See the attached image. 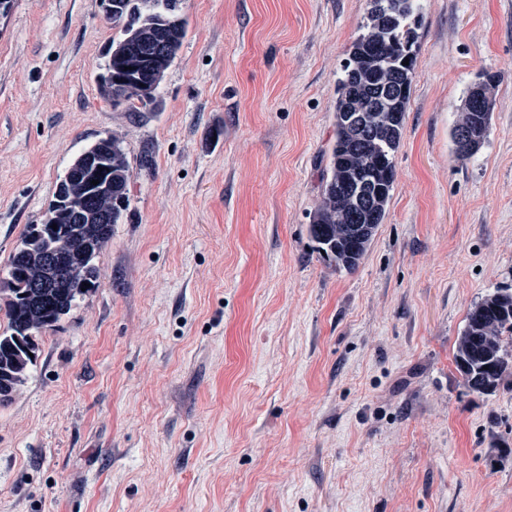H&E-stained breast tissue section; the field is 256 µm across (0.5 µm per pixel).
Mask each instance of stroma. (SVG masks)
I'll return each mask as SVG.
<instances>
[{
    "mask_svg": "<svg viewBox=\"0 0 512 512\" xmlns=\"http://www.w3.org/2000/svg\"><path fill=\"white\" fill-rule=\"evenodd\" d=\"M387 216L336 269L308 226L367 0H183L162 107H112L101 0L0 11V278L56 184L123 137L99 285L0 404V512H512V380L469 391L471 306L512 289V0H421ZM498 74L482 149L450 141Z\"/></svg>",
    "mask_w": 512,
    "mask_h": 512,
    "instance_id": "stroma-1",
    "label": "stroma"
}]
</instances>
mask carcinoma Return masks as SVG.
I'll list each match as a JSON object with an SVG mask.
<instances>
[{
	"mask_svg": "<svg viewBox=\"0 0 512 512\" xmlns=\"http://www.w3.org/2000/svg\"><path fill=\"white\" fill-rule=\"evenodd\" d=\"M182 0H112L108 21L119 30L112 40L105 70L112 81L97 76L100 94L113 106L154 112L162 102L156 90L171 67L186 35ZM422 22L420 0H368L361 33L350 45L337 82L335 134L329 167L322 176L320 201L309 224V235L318 252L339 270L351 271L367 253L386 218L395 183L394 157L404 129L412 86L416 78L417 29ZM409 64H404V61ZM147 85L150 92L129 91L132 83ZM498 75L485 72L470 87L458 119L450 131L455 158L464 162L485 143L491 128L492 91ZM351 112L364 113L367 141H353L348 124ZM469 128L470 138L459 130ZM104 161L103 181L110 189L86 209L95 187L77 176L86 161ZM131 168L124 140L114 134L97 140L80 153L56 185L54 199L40 224H31L13 253L7 275L0 278V308L7 327L0 332V404L9 402L34 365L37 334L67 315L82 294V283L96 287V255L112 238L129 207ZM364 181L374 191L372 211L356 214L345 184ZM88 211L76 223L78 211ZM110 213L100 224L96 211ZM66 256L69 272L61 287L35 297L31 284L50 276L45 254ZM512 335V292L494 291L469 309L456 340L454 362L466 386L491 395L512 376V362L505 337Z\"/></svg>",
	"mask_w": 512,
	"mask_h": 512,
	"instance_id": "carcinoma-1",
	"label": "carcinoma"
}]
</instances>
